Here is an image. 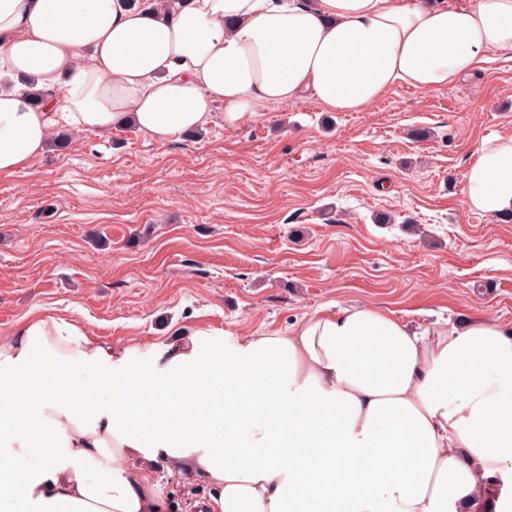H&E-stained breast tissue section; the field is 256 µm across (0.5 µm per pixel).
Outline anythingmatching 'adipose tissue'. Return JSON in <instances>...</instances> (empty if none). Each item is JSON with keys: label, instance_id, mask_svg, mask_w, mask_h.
Wrapping results in <instances>:
<instances>
[{"label": "adipose tissue", "instance_id": "obj_1", "mask_svg": "<svg viewBox=\"0 0 512 512\" xmlns=\"http://www.w3.org/2000/svg\"><path fill=\"white\" fill-rule=\"evenodd\" d=\"M512 53V0H0V174L54 129L135 124L157 142L315 99L362 112ZM469 207L512 213V137L482 141ZM131 348L29 313L0 340V512H170L150 474L205 476L201 512H512V327L418 331L326 305L230 350L201 329ZM37 412L39 436L18 427ZM198 431L182 430L187 421Z\"/></svg>", "mask_w": 512, "mask_h": 512}]
</instances>
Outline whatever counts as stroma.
Listing matches in <instances>:
<instances>
[{
  "label": "stroma",
  "mask_w": 512,
  "mask_h": 512,
  "mask_svg": "<svg viewBox=\"0 0 512 512\" xmlns=\"http://www.w3.org/2000/svg\"><path fill=\"white\" fill-rule=\"evenodd\" d=\"M365 112L313 99L161 144L77 130L0 176V337L47 309L133 347L202 329L221 348L321 306L377 305L426 328L512 326V221L470 209L483 139L512 137V55Z\"/></svg>",
  "instance_id": "1"
}]
</instances>
